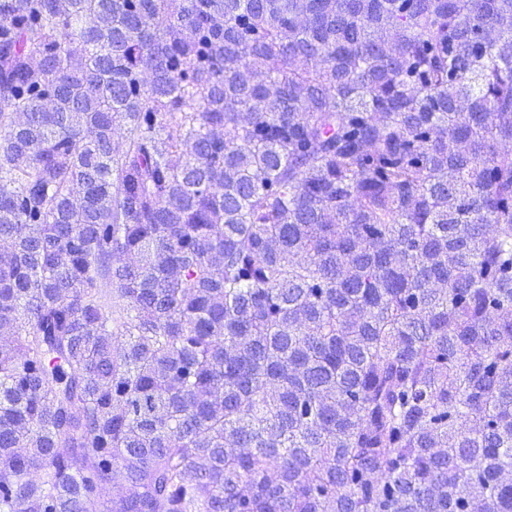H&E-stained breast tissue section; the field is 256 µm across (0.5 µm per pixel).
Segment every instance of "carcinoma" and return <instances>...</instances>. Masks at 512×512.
<instances>
[{"instance_id": "1", "label": "carcinoma", "mask_w": 512, "mask_h": 512, "mask_svg": "<svg viewBox=\"0 0 512 512\" xmlns=\"http://www.w3.org/2000/svg\"><path fill=\"white\" fill-rule=\"evenodd\" d=\"M509 29L0 0V512H512Z\"/></svg>"}]
</instances>
